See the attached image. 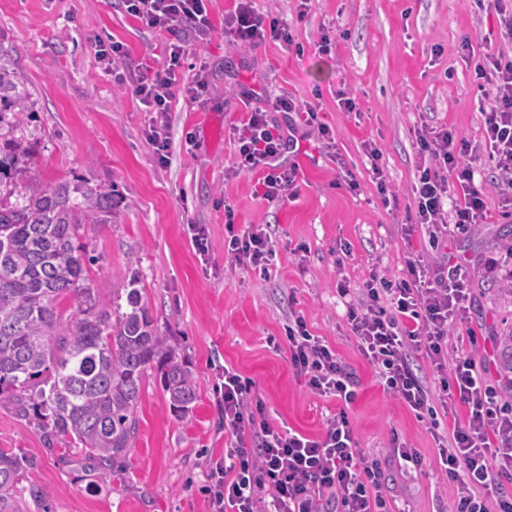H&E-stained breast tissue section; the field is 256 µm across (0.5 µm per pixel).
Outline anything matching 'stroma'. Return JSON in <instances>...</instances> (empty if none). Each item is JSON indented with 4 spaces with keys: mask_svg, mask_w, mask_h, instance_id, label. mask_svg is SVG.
Listing matches in <instances>:
<instances>
[{
    "mask_svg": "<svg viewBox=\"0 0 512 512\" xmlns=\"http://www.w3.org/2000/svg\"><path fill=\"white\" fill-rule=\"evenodd\" d=\"M236 0H211L213 29L197 36L188 26L155 31L129 15L122 0H0V42L8 47L34 104L26 138L28 164L42 185L66 180L113 188L118 206L109 224H87L81 240L97 261L86 285L112 296L131 272L170 345L199 382L187 418L170 409L155 376H147L137 407L138 434L117 469L100 475L68 452L47 444L0 405V449L28 461L20 480V512H209L205 462L224 453L218 389L225 367L253 383L268 414L280 425L316 437L327 419L346 410L359 448L384 459L391 496L411 512H448L454 487L439 465L436 430L383 393L374 368L361 355L346 317L337 276L359 287L372 271L405 277L419 250L411 184L420 158L418 129L451 128L472 147L478 183L493 167L483 148L484 90L473 67L486 54L512 57L500 36L492 0H252L259 15L278 14L303 55L266 43L248 51L224 37V15ZM329 36L330 54L318 49ZM186 55L181 90L171 103L169 154L159 162L149 141L155 113L113 82L94 54L96 41L121 42L149 76L174 40ZM205 72L210 94L189 103L184 92ZM356 109L338 105V92ZM253 106L287 92L317 107L334 133L327 151L312 138L279 157L297 168L296 197L268 202L256 189L261 172L233 167L231 129ZM380 147L393 197L383 203L370 178L365 144ZM359 183L352 191L345 173ZM233 206L240 228L266 226L275 255L267 272L232 266L224 256V208ZM491 219L449 239L447 254L477 272L469 325L478 336L475 358L492 385L512 379V215L490 194ZM208 230V251L193 246L192 225ZM304 317L311 334L335 349L356 374L358 397L350 408L313 393L290 366L283 326ZM415 448L422 467L404 474L389 458L392 436ZM44 492L35 501L32 490Z\"/></svg>",
    "mask_w": 512,
    "mask_h": 512,
    "instance_id": "1",
    "label": "stroma"
}]
</instances>
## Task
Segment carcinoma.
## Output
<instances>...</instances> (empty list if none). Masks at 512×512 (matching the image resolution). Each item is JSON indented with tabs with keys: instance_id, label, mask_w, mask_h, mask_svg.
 Wrapping results in <instances>:
<instances>
[{
	"instance_id": "cac0c4a2",
	"label": "carcinoma",
	"mask_w": 512,
	"mask_h": 512,
	"mask_svg": "<svg viewBox=\"0 0 512 512\" xmlns=\"http://www.w3.org/2000/svg\"><path fill=\"white\" fill-rule=\"evenodd\" d=\"M33 109L21 73L0 41V404L48 445L66 441L107 473L132 447L147 373L180 418L192 413L198 381L142 302L132 273L112 298L85 284L94 256L86 224H108L112 189L87 181L43 186L26 162L23 130ZM74 301L63 316L61 303ZM27 459L0 451V512H16Z\"/></svg>"
}]
</instances>
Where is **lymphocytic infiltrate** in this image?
Here are the masks:
<instances>
[{"label":"lymphocytic infiltrate","instance_id":"lymphocytic-infiltrate-1","mask_svg":"<svg viewBox=\"0 0 512 512\" xmlns=\"http://www.w3.org/2000/svg\"><path fill=\"white\" fill-rule=\"evenodd\" d=\"M208 0H124L127 13L146 26L172 31L187 23L197 34L211 28ZM224 34L243 48L266 40L293 48L288 26L274 16L257 15L251 0H238L224 16ZM95 54L113 80L126 86L147 111L165 114L184 63L182 43L169 45V60L153 78L137 76V65L118 42H98ZM477 79L491 88L480 110L484 143L497 177L499 195L512 201V58L484 56L474 65ZM301 116L305 132H316L331 145L332 132L316 109L287 95L270 100L267 109L250 110L235 129V165L263 170L258 184L265 200H284L295 187V168L273 160L288 141L272 113ZM422 159L411 185L415 221L425 232L423 249L438 250L453 234L467 233L486 223L487 193L476 184L467 160L469 143L454 130L416 133ZM224 249L232 264L266 271L273 254L267 230L235 227V213L225 208ZM405 278L391 280L371 274L362 287L337 279L336 291L347 298V321L364 359L372 365L385 393L417 413L442 408L448 433L439 448L446 478L455 486L450 512H512V495L502 490L512 483V394L492 386L467 347L450 341L462 334L470 309V270L462 265L432 268L410 260ZM290 364L307 377L311 390L352 404L359 382L341 358L313 336L302 316L285 327ZM426 361L439 385L429 390L411 367L412 358ZM252 384L233 368H225L220 405L231 446L222 457L207 460L206 492L210 512H407L384 493L380 460L368 458L357 446L346 412L328 420L323 433L310 437L273 423Z\"/></svg>","mask_w":512,"mask_h":512}]
</instances>
